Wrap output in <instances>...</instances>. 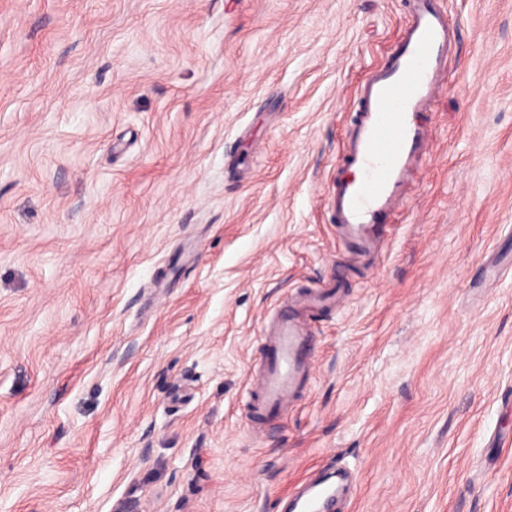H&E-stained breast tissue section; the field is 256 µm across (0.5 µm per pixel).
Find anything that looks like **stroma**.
Wrapping results in <instances>:
<instances>
[{
    "instance_id": "obj_1",
    "label": "stroma",
    "mask_w": 512,
    "mask_h": 512,
    "mask_svg": "<svg viewBox=\"0 0 512 512\" xmlns=\"http://www.w3.org/2000/svg\"><path fill=\"white\" fill-rule=\"evenodd\" d=\"M448 85L383 252L326 195L407 0H0V512H512V0H444ZM341 279L246 430L269 312ZM314 485L302 495H297L290 501L291 512H320L324 507L332 505L335 497L334 491L319 488Z\"/></svg>"
}]
</instances>
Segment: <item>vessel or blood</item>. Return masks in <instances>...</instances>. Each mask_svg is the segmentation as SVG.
Segmentation results:
<instances>
[{
	"mask_svg": "<svg viewBox=\"0 0 512 512\" xmlns=\"http://www.w3.org/2000/svg\"><path fill=\"white\" fill-rule=\"evenodd\" d=\"M453 30L442 0H408L399 40L371 68L358 88V109L343 143V175L327 205L342 243L359 258L373 256L396 224L406 191L432 139L422 121L448 80ZM336 284L300 293L276 309L262 336L266 356L257 379L248 426L286 417L313 367L315 310L343 304ZM335 494L312 486L290 501L291 512H322Z\"/></svg>",
	"mask_w": 512,
	"mask_h": 512,
	"instance_id": "vessel-or-blood-1",
	"label": "vessel or blood"
}]
</instances>
